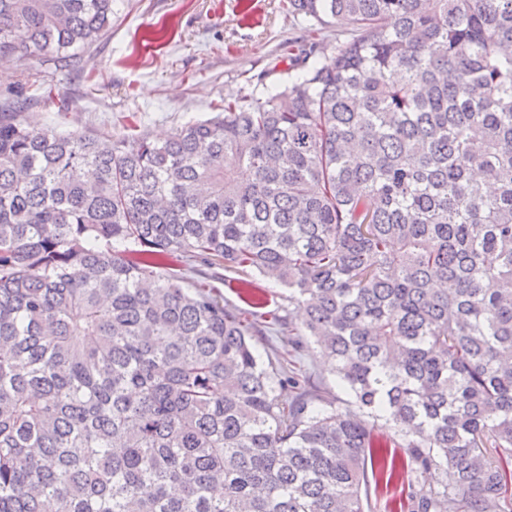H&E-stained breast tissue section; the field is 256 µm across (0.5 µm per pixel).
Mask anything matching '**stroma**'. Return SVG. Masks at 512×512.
Masks as SVG:
<instances>
[{"instance_id": "1", "label": "stroma", "mask_w": 512, "mask_h": 512, "mask_svg": "<svg viewBox=\"0 0 512 512\" xmlns=\"http://www.w3.org/2000/svg\"><path fill=\"white\" fill-rule=\"evenodd\" d=\"M315 37V61L336 51L335 28L288 10V0H113L112 25L79 65L15 54L0 61V105L26 99L40 124L97 128L120 137L139 125L167 138L190 119L215 115L224 99L276 91L294 71L289 42ZM226 305L288 312V291L258 273L219 267Z\"/></svg>"}]
</instances>
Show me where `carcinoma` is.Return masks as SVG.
I'll list each match as a JSON object with an SVG mask.
<instances>
[{"instance_id":"obj_1","label":"carcinoma","mask_w":512,"mask_h":512,"mask_svg":"<svg viewBox=\"0 0 512 512\" xmlns=\"http://www.w3.org/2000/svg\"><path fill=\"white\" fill-rule=\"evenodd\" d=\"M288 10L348 37L163 142L0 107V512H366L402 472L400 512H512V0ZM111 24L0 0V60L79 63ZM173 255L287 288L300 325ZM253 342L263 366H266L271 358L276 359L278 354H283L288 349V336L280 333L278 336H255ZM301 362L308 372L319 379L323 388L328 391L333 398L336 396V392L341 398L344 397L336 387V376L329 373L324 358L313 344L308 343V346L301 351Z\"/></svg>"}]
</instances>
